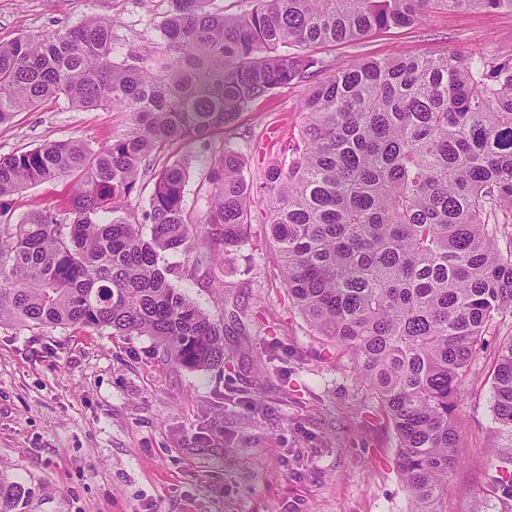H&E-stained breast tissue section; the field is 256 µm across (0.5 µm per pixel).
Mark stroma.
<instances>
[{
	"mask_svg": "<svg viewBox=\"0 0 512 512\" xmlns=\"http://www.w3.org/2000/svg\"><path fill=\"white\" fill-rule=\"evenodd\" d=\"M170 0H0V42L64 31L90 17L115 20L123 50L148 59ZM457 52L512 61V13L436 9L423 23L376 30L319 48L330 70L370 58ZM302 87L283 88L242 112L240 130L297 136ZM116 112L53 100L0 125V157L52 141L98 145L124 130ZM228 134L175 143L194 156L185 208L206 210V163ZM70 182L28 186L13 219L33 206L59 209ZM224 258L220 282L183 275L175 284L224 325L223 368L190 370L145 336L74 328L0 327V480L23 485L18 512H408L397 440L373 392L347 356L316 336L288 305L262 225ZM512 336L497 317L458 384L457 454L448 512H507L512 429L492 408L496 349Z\"/></svg>",
	"mask_w": 512,
	"mask_h": 512,
	"instance_id": "1",
	"label": "stroma"
}]
</instances>
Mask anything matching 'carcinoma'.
<instances>
[{
  "label": "carcinoma",
  "mask_w": 512,
  "mask_h": 512,
  "mask_svg": "<svg viewBox=\"0 0 512 512\" xmlns=\"http://www.w3.org/2000/svg\"><path fill=\"white\" fill-rule=\"evenodd\" d=\"M171 2L150 61L120 52L107 18L0 44V124L62 96L130 121L101 147L0 157V326L148 336L181 367H222L224 326L173 284L182 268L164 256L215 281L217 256L264 224L289 300L393 425L409 512H447L458 384L495 317L512 313V63L453 52L336 72L315 49L419 24L436 6L512 12V0H248L238 13ZM302 83L298 137L270 141L277 161L256 173L224 140L208 160L204 218L190 222L194 159L167 156L169 145L235 131L250 106ZM61 178V209L10 223L12 195ZM492 404L512 428V339ZM27 494L1 480L0 512Z\"/></svg>",
  "instance_id": "cac0c4a2"
}]
</instances>
